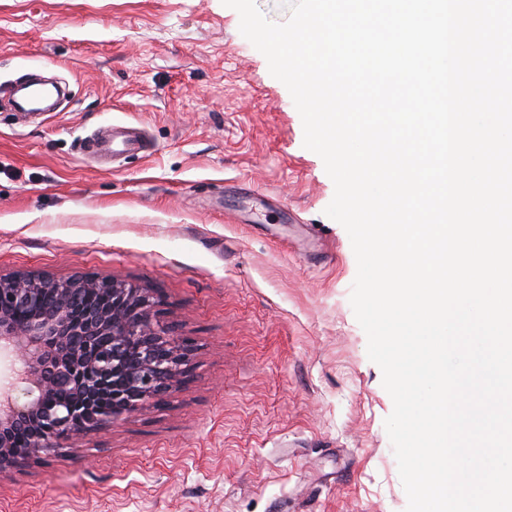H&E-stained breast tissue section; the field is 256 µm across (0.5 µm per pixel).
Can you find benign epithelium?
Wrapping results in <instances>:
<instances>
[{"label": "benign epithelium", "instance_id": "obj_1", "mask_svg": "<svg viewBox=\"0 0 512 512\" xmlns=\"http://www.w3.org/2000/svg\"><path fill=\"white\" fill-rule=\"evenodd\" d=\"M99 288L109 301L82 308ZM154 307L150 291L112 277L0 275V354L18 363L0 383V476L179 387L191 342L155 319Z\"/></svg>", "mask_w": 512, "mask_h": 512}]
</instances>
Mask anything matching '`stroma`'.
<instances>
[{"mask_svg": "<svg viewBox=\"0 0 512 512\" xmlns=\"http://www.w3.org/2000/svg\"><path fill=\"white\" fill-rule=\"evenodd\" d=\"M221 0H0V274L154 289L180 387L0 479V512H405L393 402L286 86ZM37 72L69 96L21 118ZM147 153L98 158L102 127Z\"/></svg>", "mask_w": 512, "mask_h": 512, "instance_id": "35a3bbf8", "label": "stroma"}]
</instances>
